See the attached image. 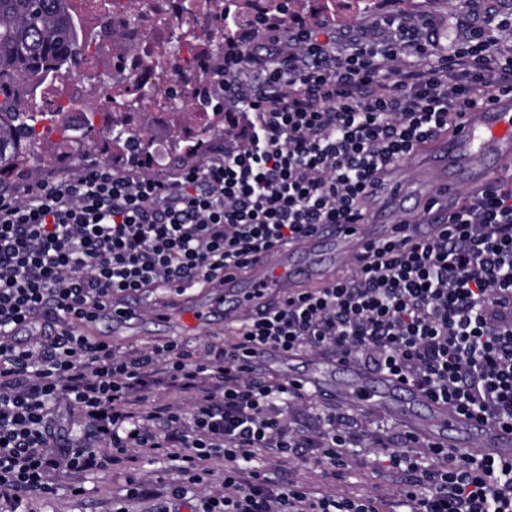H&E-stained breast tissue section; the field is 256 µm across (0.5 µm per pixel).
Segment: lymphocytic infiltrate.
I'll return each mask as SVG.
<instances>
[{
	"instance_id": "lymphocytic-infiltrate-1",
	"label": "lymphocytic infiltrate",
	"mask_w": 512,
	"mask_h": 512,
	"mask_svg": "<svg viewBox=\"0 0 512 512\" xmlns=\"http://www.w3.org/2000/svg\"><path fill=\"white\" fill-rule=\"evenodd\" d=\"M466 37L449 53L432 20L370 27L270 22L224 51V145L160 175L91 162L60 181L0 192V499L86 492L108 464L174 463L169 502L196 512H381L371 495L311 492L258 461L308 455L344 469L356 438L328 412L318 439L290 429L296 383L262 377L253 347L332 349L405 380L459 414L512 429V177L462 197L430 238L400 225L329 287L290 295L219 349L170 340L116 353L87 327L120 297L220 284L256 253L323 224H360L386 168L447 128L453 113L512 90V10L457 0ZM23 327L18 337L15 327ZM188 394L179 408L156 387ZM106 454H99L98 444ZM224 461V488L208 461ZM406 512H512V459L403 434L383 454Z\"/></svg>"
}]
</instances>
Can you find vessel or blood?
Returning <instances> with one entry per match:
<instances>
[{
    "mask_svg": "<svg viewBox=\"0 0 512 512\" xmlns=\"http://www.w3.org/2000/svg\"><path fill=\"white\" fill-rule=\"evenodd\" d=\"M421 157L448 172L427 191V216L414 227L419 235L431 236L456 198L512 174V93L456 116L450 130L438 132L408 155L412 161ZM370 198L374 206L365 223L322 225L301 242L279 246L272 255L256 257L247 269L226 273L223 294L197 303L179 319L164 310L158 319L186 335L208 325L213 315L223 314L229 323L275 308L288 292L326 287L329 270L342 267L345 256L363 254L369 243L394 233L395 216L406 201L400 184L391 178L380 181ZM288 379L327 400L393 414L433 443L447 445L448 433L454 432L461 446L512 458V431L456 414L416 387L353 362L339 358L314 363L300 372L289 371Z\"/></svg>",
    "mask_w": 512,
    "mask_h": 512,
    "instance_id": "1",
    "label": "vessel or blood"
}]
</instances>
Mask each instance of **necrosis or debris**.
Listing matches in <instances>:
<instances>
[{
  "instance_id": "necrosis-or-debris-1",
  "label": "necrosis or debris",
  "mask_w": 512,
  "mask_h": 512,
  "mask_svg": "<svg viewBox=\"0 0 512 512\" xmlns=\"http://www.w3.org/2000/svg\"><path fill=\"white\" fill-rule=\"evenodd\" d=\"M189 0H107L111 22L98 18L97 0H82L73 20L80 29L88 72L50 75L37 96L42 114L37 135L56 144L55 167L75 163L70 147L76 130H91L100 146L97 159L112 161V133L128 139L146 137L142 162L164 165L171 140L185 149L199 147L204 134L224 130V115L207 90L223 71L224 55L214 44L224 32L222 14L209 11L192 17ZM192 94L197 115L177 118L175 103Z\"/></svg>"
}]
</instances>
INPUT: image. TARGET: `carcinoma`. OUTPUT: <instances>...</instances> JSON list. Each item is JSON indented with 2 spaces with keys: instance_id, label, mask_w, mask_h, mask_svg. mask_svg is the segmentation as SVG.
<instances>
[{
  "instance_id": "1",
  "label": "carcinoma",
  "mask_w": 512,
  "mask_h": 512,
  "mask_svg": "<svg viewBox=\"0 0 512 512\" xmlns=\"http://www.w3.org/2000/svg\"><path fill=\"white\" fill-rule=\"evenodd\" d=\"M266 16L288 17L301 0H265ZM77 0H0V188L4 174L38 173L45 144L28 137L34 91L52 74L71 72L79 33L71 20Z\"/></svg>"
}]
</instances>
